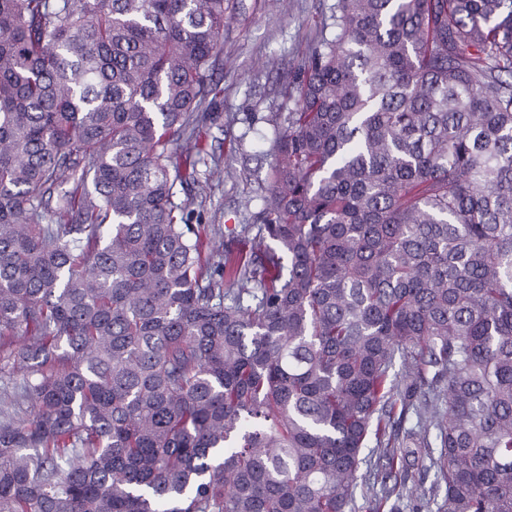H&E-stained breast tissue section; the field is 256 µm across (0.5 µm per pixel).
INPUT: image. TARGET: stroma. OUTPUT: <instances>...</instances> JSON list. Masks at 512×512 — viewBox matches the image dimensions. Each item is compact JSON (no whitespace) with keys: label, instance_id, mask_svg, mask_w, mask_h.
I'll list each match as a JSON object with an SVG mask.
<instances>
[{"label":"stroma","instance_id":"1","mask_svg":"<svg viewBox=\"0 0 512 512\" xmlns=\"http://www.w3.org/2000/svg\"><path fill=\"white\" fill-rule=\"evenodd\" d=\"M334 0H226L220 124L206 136L209 151L232 172L208 178L192 209L205 224H219L225 238L254 240L250 225L260 210L270 149L277 126L292 106L294 62L313 41L314 24Z\"/></svg>","mask_w":512,"mask_h":512}]
</instances>
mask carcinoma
Listing matches in <instances>:
<instances>
[{
    "mask_svg": "<svg viewBox=\"0 0 512 512\" xmlns=\"http://www.w3.org/2000/svg\"><path fill=\"white\" fill-rule=\"evenodd\" d=\"M224 3L0 0V512H512V0H336L206 259Z\"/></svg>",
    "mask_w": 512,
    "mask_h": 512,
    "instance_id": "obj_1",
    "label": "carcinoma"
}]
</instances>
